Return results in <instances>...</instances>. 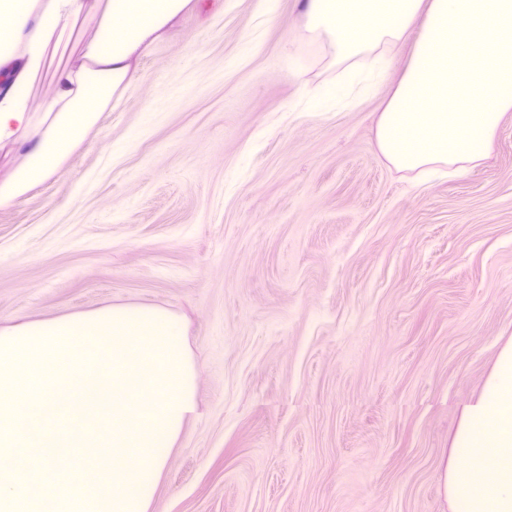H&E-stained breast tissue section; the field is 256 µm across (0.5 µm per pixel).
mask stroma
<instances>
[{
    "mask_svg": "<svg viewBox=\"0 0 512 512\" xmlns=\"http://www.w3.org/2000/svg\"><path fill=\"white\" fill-rule=\"evenodd\" d=\"M306 0H198L120 105L0 208V326L102 306L188 321L198 414L151 512H445L441 458L512 337V112L486 160L378 154L377 95L307 111ZM134 136L116 155L114 140Z\"/></svg>",
    "mask_w": 512,
    "mask_h": 512,
    "instance_id": "35a3bbf8",
    "label": "stroma"
}]
</instances>
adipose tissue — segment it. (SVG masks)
I'll return each instance as SVG.
<instances>
[{
    "mask_svg": "<svg viewBox=\"0 0 512 512\" xmlns=\"http://www.w3.org/2000/svg\"><path fill=\"white\" fill-rule=\"evenodd\" d=\"M193 0H0V146L22 143L24 161L0 179V206L49 178L111 110L136 59ZM95 33L53 92L32 106V82L63 38ZM310 39L344 63L341 84L306 100L335 108L339 87L377 93L387 53L411 42L408 64L375 121L380 157L423 177L487 159L512 111V0H307ZM442 490L449 512H512V339L499 346L480 391L449 438Z\"/></svg>",
    "mask_w": 512,
    "mask_h": 512,
    "instance_id": "obj_1",
    "label": "adipose tissue"
}]
</instances>
